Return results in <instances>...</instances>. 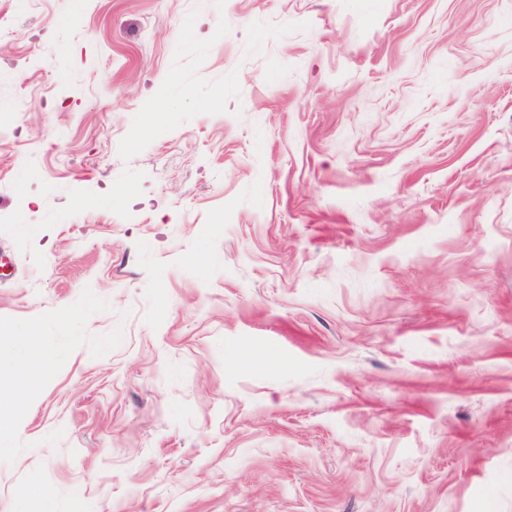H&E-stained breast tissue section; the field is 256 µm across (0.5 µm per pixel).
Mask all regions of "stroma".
<instances>
[{
    "label": "stroma",
    "instance_id": "obj_1",
    "mask_svg": "<svg viewBox=\"0 0 512 512\" xmlns=\"http://www.w3.org/2000/svg\"><path fill=\"white\" fill-rule=\"evenodd\" d=\"M0 512H512V0H0Z\"/></svg>",
    "mask_w": 512,
    "mask_h": 512
}]
</instances>
